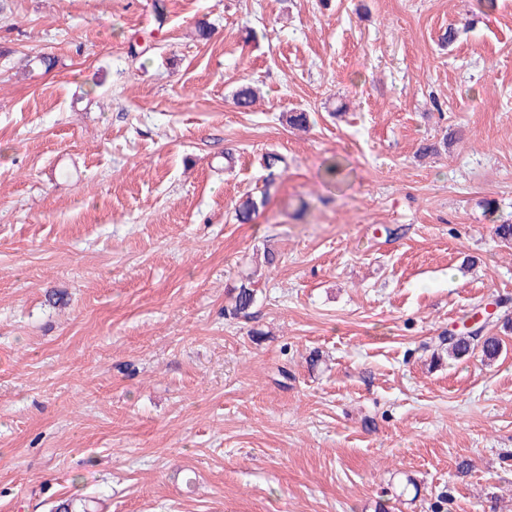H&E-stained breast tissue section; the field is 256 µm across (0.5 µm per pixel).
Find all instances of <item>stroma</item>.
<instances>
[{
  "label": "stroma",
  "instance_id": "obj_1",
  "mask_svg": "<svg viewBox=\"0 0 512 512\" xmlns=\"http://www.w3.org/2000/svg\"><path fill=\"white\" fill-rule=\"evenodd\" d=\"M510 219L512 0H0V512H512ZM247 281L241 283L238 288H234V295L232 297V303L230 308L227 306L224 309V315L231 316L233 318L248 317L250 315L249 310L255 303V289L251 288L252 282L250 278L245 279ZM439 339L441 351H445L452 358H462L479 349L484 361H493L498 358L502 348L501 339L485 334L482 326L468 331L466 335L451 332Z\"/></svg>",
  "mask_w": 512,
  "mask_h": 512
}]
</instances>
